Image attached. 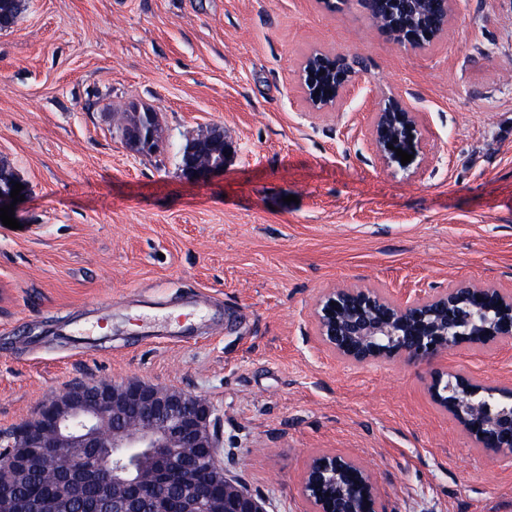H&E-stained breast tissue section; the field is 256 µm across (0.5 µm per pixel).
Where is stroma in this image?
I'll use <instances>...</instances> for the list:
<instances>
[{
	"instance_id": "stroma-1",
	"label": "stroma",
	"mask_w": 512,
	"mask_h": 512,
	"mask_svg": "<svg viewBox=\"0 0 512 512\" xmlns=\"http://www.w3.org/2000/svg\"><path fill=\"white\" fill-rule=\"evenodd\" d=\"M316 50L365 65L326 115L299 82ZM390 96L419 114L410 172L371 140ZM146 109L151 152L118 135ZM214 127L223 173L185 180L181 151ZM0 163L28 185L18 229L0 224V430L76 382L137 380L213 404L224 469L266 512H311L320 454L368 465L381 512H512V460L432 400L429 365L342 360L313 318L342 285L512 291V0H454L423 51L355 0H21L0 29ZM437 367L512 390V343Z\"/></svg>"
}]
</instances>
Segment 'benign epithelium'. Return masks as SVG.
Masks as SVG:
<instances>
[{"label": "benign epithelium", "instance_id": "obj_1", "mask_svg": "<svg viewBox=\"0 0 512 512\" xmlns=\"http://www.w3.org/2000/svg\"><path fill=\"white\" fill-rule=\"evenodd\" d=\"M434 26L437 30L423 36L389 37L402 48L425 49L447 31L448 19ZM315 60L331 74V92L325 95L306 79ZM363 73L361 59L352 53L315 52L301 70L306 100L318 113L334 111ZM371 137L388 166L407 171L423 155L418 113L397 97L379 104ZM202 141L203 146L186 149L180 165L184 177L195 182L224 171L231 150L220 129ZM398 148L414 158L401 164ZM314 315L321 341L355 363L429 362L462 344L512 342V292L492 284L471 283L401 304L375 288L340 286L323 295ZM429 390L477 447L512 458V402L497 398L498 388L440 370L432 374ZM131 412L138 418L135 427L124 424ZM215 421L206 398L180 389L137 380L71 387L43 404L35 417L0 433V475L20 478L53 467L60 456L69 459L54 493L44 499L24 501L17 486L0 481V512H73L85 486L96 491L97 512H162L169 493L180 498L184 512H265L259 498L227 480ZM201 466L212 482L224 485V499H215L196 481ZM302 494L312 512H380L373 472L348 457H314L303 475Z\"/></svg>", "mask_w": 512, "mask_h": 512}]
</instances>
